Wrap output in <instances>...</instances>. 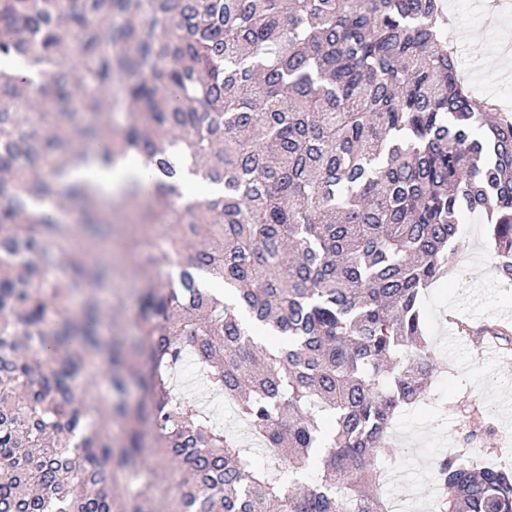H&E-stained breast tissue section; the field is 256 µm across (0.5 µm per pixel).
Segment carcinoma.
I'll return each instance as SVG.
<instances>
[{
	"label": "carcinoma",
	"instance_id": "1",
	"mask_svg": "<svg viewBox=\"0 0 512 512\" xmlns=\"http://www.w3.org/2000/svg\"><path fill=\"white\" fill-rule=\"evenodd\" d=\"M1 55L33 77L0 71V512H148L151 458L162 512H390L388 431L433 373L419 296L463 213L512 281V116L459 78L442 0H0ZM129 152L155 178L116 224L64 181ZM181 163L222 193L177 206ZM115 247L146 287L113 288ZM188 350L267 447L323 473L257 470L173 401ZM437 471L434 512H512L511 467Z\"/></svg>",
	"mask_w": 512,
	"mask_h": 512
}]
</instances>
